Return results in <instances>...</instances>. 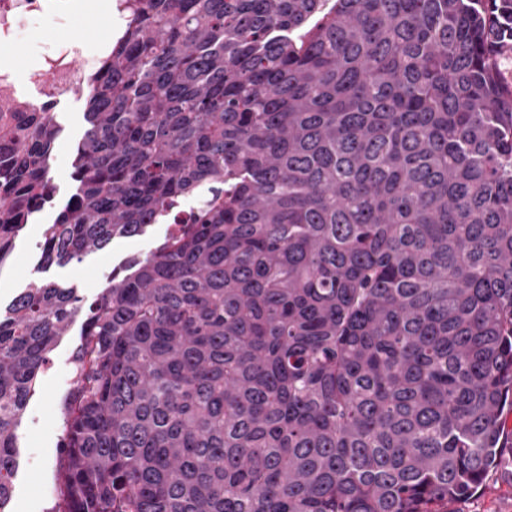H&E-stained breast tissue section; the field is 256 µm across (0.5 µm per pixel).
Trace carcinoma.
<instances>
[{
    "mask_svg": "<svg viewBox=\"0 0 512 512\" xmlns=\"http://www.w3.org/2000/svg\"><path fill=\"white\" fill-rule=\"evenodd\" d=\"M119 2L40 261L175 229L88 305L0 308V512L80 314L59 512L468 500L512 409V0ZM53 106L0 105V264L51 198Z\"/></svg>",
    "mask_w": 512,
    "mask_h": 512,
    "instance_id": "cac0c4a2",
    "label": "carcinoma"
}]
</instances>
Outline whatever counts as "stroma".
<instances>
[{
    "mask_svg": "<svg viewBox=\"0 0 512 512\" xmlns=\"http://www.w3.org/2000/svg\"><path fill=\"white\" fill-rule=\"evenodd\" d=\"M108 2L67 0L69 24L60 25L47 17L25 29V47L12 54L10 64L16 83L25 88L33 101H41L42 90L29 84L28 74L38 65L44 47L76 33L84 42V55H93L110 33ZM85 109V99L74 94L65 93L56 98L55 112L61 131L51 159L54 200L20 232L12 256L0 265L1 306L8 305L21 288L39 281H54L75 289L85 302H92L102 293L114 269L148 252L170 230L169 225L154 224L144 235L113 240L106 250L86 256L81 262L63 268L41 266L39 245L44 230L55 220L60 201L74 184L72 161L85 127ZM82 332V320H75L51 352L28 401L18 428L17 468L7 512H58L60 508L58 476L63 419L74 387L76 357L84 343ZM504 420L508 446L502 452L500 464L488 475L482 489L463 504V512H512V411L505 412Z\"/></svg>",
    "mask_w": 512,
    "mask_h": 512,
    "instance_id": "obj_1",
    "label": "stroma"
}]
</instances>
